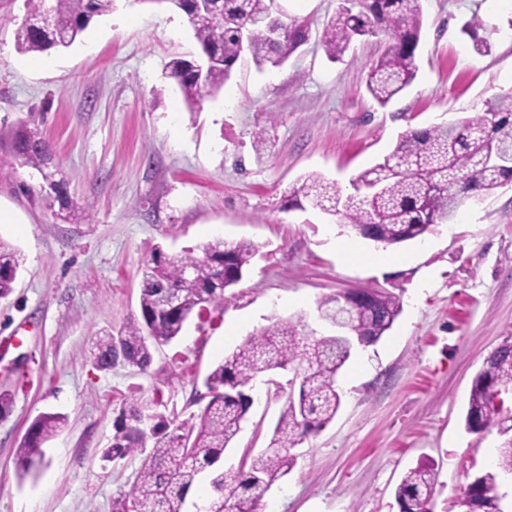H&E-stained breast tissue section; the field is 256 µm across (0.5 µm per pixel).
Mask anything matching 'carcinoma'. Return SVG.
<instances>
[{"label": "carcinoma", "instance_id": "carcinoma-1", "mask_svg": "<svg viewBox=\"0 0 512 512\" xmlns=\"http://www.w3.org/2000/svg\"><path fill=\"white\" fill-rule=\"evenodd\" d=\"M166 3L181 12L193 32L200 57L212 63L199 73L192 59L172 58L166 66L190 110L218 93L246 53L259 67L285 61L306 40L307 30L295 21L282 24L284 35L271 41L258 23L274 18L272 0H210L204 10L187 0ZM421 0H358L360 10L342 6L323 33L327 55L336 59L357 37L383 34L389 45L371 66L366 86L382 106L412 84L417 75L416 51L422 28ZM25 15L15 32L24 53H42L71 46L90 22L112 10V0H24ZM512 150V93L499 96L484 115L446 126L410 129L383 161L362 172L354 191L343 195L336 183L309 176L293 188L289 202L308 204L338 215L357 235L386 245H400L450 221L459 205L481 199L512 177L504 160ZM48 145L29 123L0 130V168L29 166L43 175L45 198L61 210L72 207L64 181L49 171ZM258 249L250 242L216 240L196 256L156 251L142 269L140 317L117 333L106 332L89 352L99 370L118 362L149 371L151 347L166 345L182 332L195 309L224 302L225 290L237 285ZM23 265L21 253L0 241V298L8 297ZM173 292L176 308L162 305ZM350 298L355 335L311 336L290 321H277L249 337L224 357L205 379L209 401L198 415L175 425L161 413L147 414L133 406L121 413L114 442L103 452L106 461L146 453L131 490L112 500V512H182L188 491L198 478L210 475L213 497L204 512H256L272 485L296 464L293 449L334 418L340 405L336 375L351 355L353 343L372 345L392 327L401 312L391 293L359 288L322 298L318 308L332 314ZM292 373L289 392L270 442L247 468L228 478L220 470L253 405L249 391L265 373ZM512 391V343L505 342L487 359L473 380L466 428L483 432L495 426L502 437L497 471L474 479L466 490L472 512H504L500 484L512 474V424L493 405L495 394ZM65 423L60 413H44L29 426L17 448L24 472L44 458L43 445ZM154 443L145 451L147 439ZM434 468L410 469L395 489L400 512H431Z\"/></svg>", "mask_w": 512, "mask_h": 512}]
</instances>
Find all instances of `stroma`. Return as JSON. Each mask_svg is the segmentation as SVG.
I'll list each match as a JSON object with an SVG mask.
<instances>
[{
    "instance_id": "obj_1",
    "label": "stroma",
    "mask_w": 512,
    "mask_h": 512,
    "mask_svg": "<svg viewBox=\"0 0 512 512\" xmlns=\"http://www.w3.org/2000/svg\"><path fill=\"white\" fill-rule=\"evenodd\" d=\"M342 4L274 0L282 19L308 26L307 41L276 67L242 59L192 112L165 75L172 57L198 50L181 14L113 0L71 47L23 53L14 32L24 0H0V128L37 129L74 202L49 205L30 167L0 169V241L24 257L0 299V391L12 394L0 416V512H112L143 460L102 458L123 409L186 420L208 402L206 375L248 335L281 319L328 334L318 301L361 287L392 293L402 311L376 344L354 346L336 377L335 418L296 447L257 512H399L395 488L420 463L436 473L432 512H460L467 485L493 470L498 431L469 432L465 416L475 376L512 338V183L401 245L284 203L310 174L350 192L402 133L480 117L512 91V0H421L417 76L384 107L366 76L387 37L355 40L336 62L322 44ZM474 16L488 43L480 53L461 31ZM218 239L259 249L223 305L193 315L148 372L95 368L98 334L140 314L155 247L179 255ZM340 240L369 261L345 263ZM375 253L404 261L382 267ZM252 396L224 453L228 476L265 450L285 402L261 378ZM47 412L66 425L23 471L17 448Z\"/></svg>"
}]
</instances>
